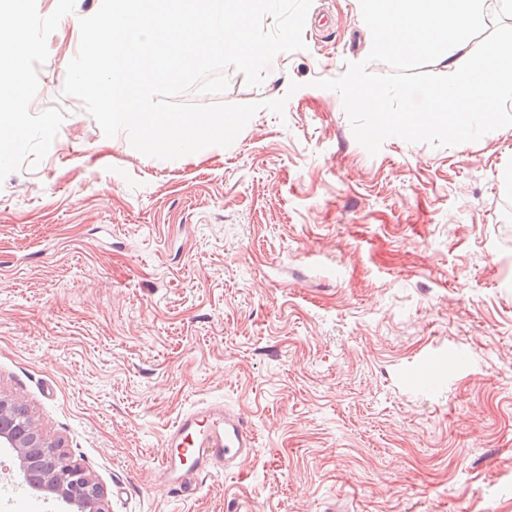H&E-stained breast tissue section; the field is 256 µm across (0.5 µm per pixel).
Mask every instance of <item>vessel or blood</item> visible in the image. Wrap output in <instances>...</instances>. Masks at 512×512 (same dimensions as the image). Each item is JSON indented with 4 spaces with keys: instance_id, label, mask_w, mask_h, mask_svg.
<instances>
[{
    "instance_id": "1",
    "label": "vessel or blood",
    "mask_w": 512,
    "mask_h": 512,
    "mask_svg": "<svg viewBox=\"0 0 512 512\" xmlns=\"http://www.w3.org/2000/svg\"><path fill=\"white\" fill-rule=\"evenodd\" d=\"M166 454L158 476L172 489L194 490L200 477L233 472L256 452L254 428L220 403H208L179 415L164 436Z\"/></svg>"
}]
</instances>
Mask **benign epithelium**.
<instances>
[{
  "label": "benign epithelium",
  "instance_id": "1",
  "mask_svg": "<svg viewBox=\"0 0 512 512\" xmlns=\"http://www.w3.org/2000/svg\"><path fill=\"white\" fill-rule=\"evenodd\" d=\"M0 447L16 453L21 473L34 472L42 492L71 512H108L105 493L81 464L70 460L59 443L47 438L39 421L0 394Z\"/></svg>",
  "mask_w": 512,
  "mask_h": 512
}]
</instances>
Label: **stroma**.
<instances>
[{
    "mask_svg": "<svg viewBox=\"0 0 512 512\" xmlns=\"http://www.w3.org/2000/svg\"><path fill=\"white\" fill-rule=\"evenodd\" d=\"M101 0H27L36 35L0 165V393L102 485L109 512H512V126L372 155L319 88L366 58L359 0H312L286 98L175 160L64 94ZM299 82L289 92L290 82ZM255 428L190 496L154 472L183 411Z\"/></svg>",
    "mask_w": 512,
    "mask_h": 512,
    "instance_id": "stroma-1",
    "label": "stroma"
}]
</instances>
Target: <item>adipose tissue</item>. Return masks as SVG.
<instances>
[{
  "label": "adipose tissue",
  "mask_w": 512,
  "mask_h": 512,
  "mask_svg": "<svg viewBox=\"0 0 512 512\" xmlns=\"http://www.w3.org/2000/svg\"><path fill=\"white\" fill-rule=\"evenodd\" d=\"M486 0H382L387 23L380 30L383 43L398 48L421 47L442 30L456 32L448 47L447 66L457 80L448 92L435 101V108L445 111L465 102L470 123L490 119V101L498 97L502 86L500 73H512V47L487 45L473 53L467 33L486 15ZM26 0H0V103L9 111L0 114V147L8 148L14 140L25 93L23 67L29 47L22 39L28 28Z\"/></svg>",
  "instance_id": "ef3b65f1"
}]
</instances>
